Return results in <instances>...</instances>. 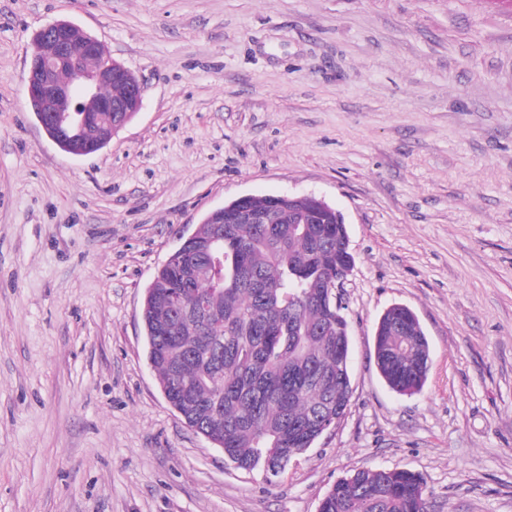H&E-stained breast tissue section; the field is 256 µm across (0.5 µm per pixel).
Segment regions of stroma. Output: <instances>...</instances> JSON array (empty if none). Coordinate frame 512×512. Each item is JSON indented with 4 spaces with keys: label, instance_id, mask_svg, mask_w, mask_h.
I'll return each mask as SVG.
<instances>
[{
    "label": "stroma",
    "instance_id": "obj_1",
    "mask_svg": "<svg viewBox=\"0 0 512 512\" xmlns=\"http://www.w3.org/2000/svg\"><path fill=\"white\" fill-rule=\"evenodd\" d=\"M59 19L143 87L88 156L26 103ZM280 193L344 217L353 394L270 484L171 409L142 304L209 211ZM395 305L430 348L408 395L374 358ZM366 468L512 512V0H0V512H318Z\"/></svg>",
    "mask_w": 512,
    "mask_h": 512
}]
</instances>
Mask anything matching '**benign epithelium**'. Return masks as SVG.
I'll return each mask as SVG.
<instances>
[{
	"label": "benign epithelium",
	"mask_w": 512,
	"mask_h": 512,
	"mask_svg": "<svg viewBox=\"0 0 512 512\" xmlns=\"http://www.w3.org/2000/svg\"><path fill=\"white\" fill-rule=\"evenodd\" d=\"M74 29L73 23L58 20L35 33L26 78L28 103L44 132L58 145L60 138L50 133L47 117L75 135L90 113L110 112L112 133L116 134L140 111L143 101L142 85L134 73L110 55L102 54V44L94 37L84 34L80 40H73ZM98 57L102 61L95 69L79 71L71 81L59 79L62 70L78 69L84 60ZM114 82L126 87L124 96L112 98L104 93ZM224 213L222 207L212 211L218 217ZM226 214L231 224L239 219L253 224L271 221V216L264 212L231 210Z\"/></svg>",
	"instance_id": "7a95c632"
}]
</instances>
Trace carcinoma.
Returning <instances> with one entry per match:
<instances>
[{"instance_id":"1","label":"carcinoma","mask_w":512,"mask_h":512,"mask_svg":"<svg viewBox=\"0 0 512 512\" xmlns=\"http://www.w3.org/2000/svg\"><path fill=\"white\" fill-rule=\"evenodd\" d=\"M98 117L85 143L100 150ZM245 207L274 211L276 223L215 224L206 215L156 272L142 319L171 406L236 468H260L272 483L349 405L348 321L328 293L352 255L342 248L343 216L316 198L279 206L252 196ZM374 354L393 391L424 386L429 344L407 307L379 318ZM319 512H428V501L411 471L361 469L330 488Z\"/></svg>"}]
</instances>
